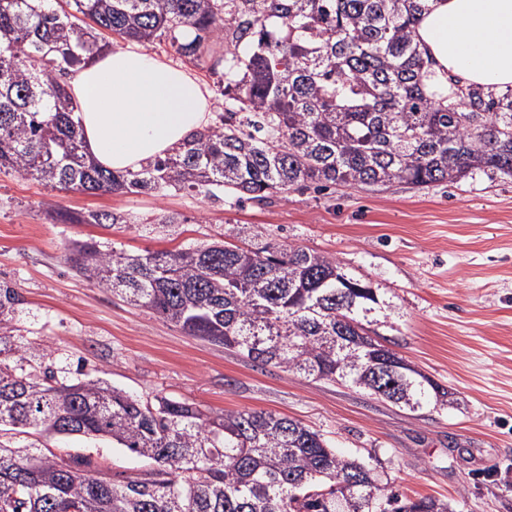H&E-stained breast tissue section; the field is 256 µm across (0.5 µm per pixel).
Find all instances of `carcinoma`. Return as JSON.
I'll return each instance as SVG.
<instances>
[{
  "instance_id": "cac0c4a2",
  "label": "carcinoma",
  "mask_w": 512,
  "mask_h": 512,
  "mask_svg": "<svg viewBox=\"0 0 512 512\" xmlns=\"http://www.w3.org/2000/svg\"><path fill=\"white\" fill-rule=\"evenodd\" d=\"M430 0H0V171L88 194L185 191L268 204L332 186L383 191L512 178V88L427 90L417 29ZM170 41L224 75V113L141 170L88 160L62 77L102 34ZM64 224H120L107 210ZM72 269L126 304L260 367L369 390L406 371L418 408L451 393L405 370L366 333L376 290L336 258L294 245L201 243L128 254L71 243ZM23 297L0 280V512H448L403 500L380 472L318 432L268 412L208 415L163 395L42 368L46 347L17 343ZM108 437L149 468L120 483L80 458L59 464L16 435ZM347 493L336 494V484Z\"/></svg>"
}]
</instances>
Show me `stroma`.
<instances>
[{"label": "stroma", "instance_id": "1", "mask_svg": "<svg viewBox=\"0 0 512 512\" xmlns=\"http://www.w3.org/2000/svg\"><path fill=\"white\" fill-rule=\"evenodd\" d=\"M196 75L224 110L216 76L168 40L149 44ZM73 213L111 210L109 227L63 224ZM176 213V235L149 225ZM253 225L261 241L329 254L378 290L385 311L372 330L397 355L453 393L457 404L410 412L368 392L315 381L188 336L158 314L132 307L74 274L70 240L93 237L138 254L191 243L234 242ZM25 302L16 341L47 348L55 371H81L141 397L158 393L213 413L266 411L318 431L339 451L376 467L402 497H432L448 512H512V179L478 176L417 190L291 191L272 205L213 203L183 192L88 195L52 191L0 172V280ZM62 460L87 455L115 479L146 464L106 440H48Z\"/></svg>", "mask_w": 512, "mask_h": 512}]
</instances>
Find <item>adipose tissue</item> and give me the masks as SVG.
Returning <instances> with one entry per match:
<instances>
[{"instance_id": "ef3b65f1", "label": "adipose tissue", "mask_w": 512, "mask_h": 512, "mask_svg": "<svg viewBox=\"0 0 512 512\" xmlns=\"http://www.w3.org/2000/svg\"><path fill=\"white\" fill-rule=\"evenodd\" d=\"M438 81L512 86V0H435L419 28ZM84 150L114 171H136L214 119L212 94L181 66L137 42L106 50L72 69Z\"/></svg>"}]
</instances>
